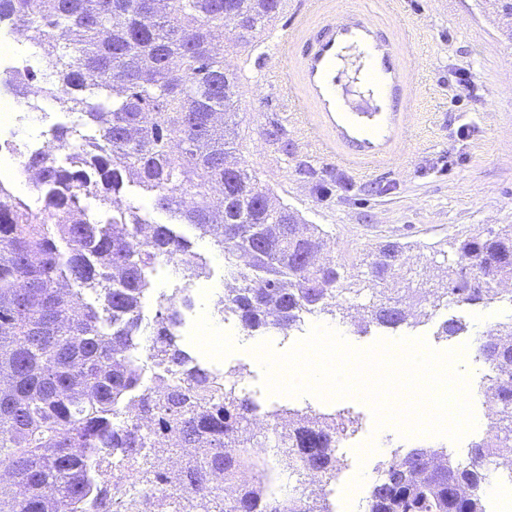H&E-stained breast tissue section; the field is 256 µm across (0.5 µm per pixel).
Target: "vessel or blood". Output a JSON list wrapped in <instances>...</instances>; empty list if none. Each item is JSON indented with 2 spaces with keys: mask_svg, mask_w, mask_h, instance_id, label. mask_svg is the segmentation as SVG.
I'll list each match as a JSON object with an SVG mask.
<instances>
[{
  "mask_svg": "<svg viewBox=\"0 0 512 512\" xmlns=\"http://www.w3.org/2000/svg\"><path fill=\"white\" fill-rule=\"evenodd\" d=\"M400 0H302L265 58L315 152L353 168L403 159L421 96Z\"/></svg>",
  "mask_w": 512,
  "mask_h": 512,
  "instance_id": "1",
  "label": "vessel or blood"
}]
</instances>
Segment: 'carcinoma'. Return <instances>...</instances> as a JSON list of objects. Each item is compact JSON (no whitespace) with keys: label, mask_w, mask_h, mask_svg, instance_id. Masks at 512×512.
<instances>
[{"label":"carcinoma","mask_w":512,"mask_h":512,"mask_svg":"<svg viewBox=\"0 0 512 512\" xmlns=\"http://www.w3.org/2000/svg\"><path fill=\"white\" fill-rule=\"evenodd\" d=\"M281 0H0V25L27 30L33 81L60 112L54 147L24 156L38 175L32 208L0 184V512H155L176 487L204 512H327L336 442L349 417L312 410L268 415L281 446L274 466L254 449V400L216 383L182 348L170 302L144 336L141 307L157 264L178 260L191 281L209 277L186 226L224 255L237 281L222 311L249 336L288 334L307 315L352 317L344 302L369 293L363 322L410 327L450 303L491 304L512 291V224L451 242L427 288L401 286L406 246L387 241L359 263L331 255L327 232L275 204L235 160L238 74L224 67L216 32L238 17L250 43ZM126 198L113 207L114 198ZM96 202L90 209L86 200ZM165 211L156 222L144 201ZM151 344L175 380L157 389L141 372ZM494 388L485 437L468 464L432 448L393 454L379 468L367 512H484L493 458L512 453V321L477 342ZM137 467L126 499L92 476Z\"/></svg>","instance_id":"obj_1"}]
</instances>
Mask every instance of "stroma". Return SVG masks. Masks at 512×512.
<instances>
[{"mask_svg": "<svg viewBox=\"0 0 512 512\" xmlns=\"http://www.w3.org/2000/svg\"><path fill=\"white\" fill-rule=\"evenodd\" d=\"M299 0H288L268 32L252 44L228 48L224 64L239 75L238 131L241 164L255 173L281 202L308 223L328 233L333 255L358 260L378 243L406 245L410 284L422 278L426 262L442 263L453 238L512 224V24L492 30L485 24L486 0H403L402 14L423 27L424 95L403 160L364 174L320 159L294 124L283 100L266 89L260 54L272 35L284 33ZM476 72L473 92L452 102L451 80L460 69ZM465 135H458L461 124ZM458 319L467 329L449 340L438 338L440 323ZM512 320V304H451L429 320L398 331L372 327L364 333L344 324L352 346L364 349L377 340L424 339L438 351L457 350L497 323ZM264 374L253 370L248 392L263 404L312 407L340 412L354 421L352 438L336 449L340 466L331 482L333 512H359L379 463L393 450L411 448L399 428H376L371 407L356 397L297 399L271 396ZM475 426L460 441L429 440L431 448L453 461L465 460L471 445L486 433L487 409L472 402Z\"/></svg>", "mask_w": 512, "mask_h": 512, "instance_id": "obj_1", "label": "stroma"}]
</instances>
